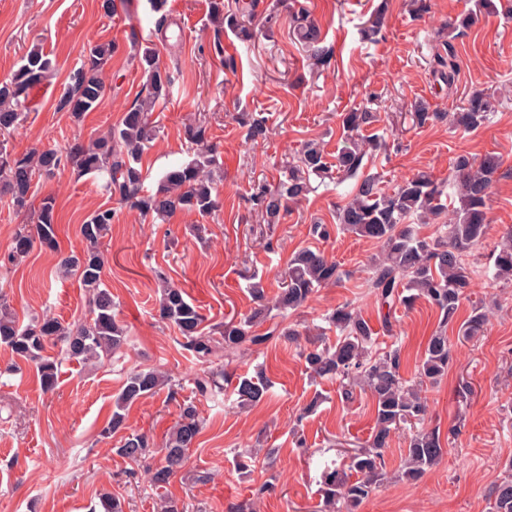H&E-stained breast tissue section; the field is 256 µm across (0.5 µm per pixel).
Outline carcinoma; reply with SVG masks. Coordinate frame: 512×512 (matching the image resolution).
Wrapping results in <instances>:
<instances>
[{"instance_id":"obj_1","label":"carcinoma","mask_w":512,"mask_h":512,"mask_svg":"<svg viewBox=\"0 0 512 512\" xmlns=\"http://www.w3.org/2000/svg\"><path fill=\"white\" fill-rule=\"evenodd\" d=\"M254 12L251 0L224 14V3H211V18L224 28L251 37L246 19ZM294 33L309 57L327 61L321 46L319 29L310 21L293 18ZM386 26L381 11H376L364 23L366 35L375 37ZM112 43L89 46L83 62L70 75V83L60 97L57 109L79 118L92 112L105 95L101 71L112 58ZM158 49L146 45L139 50V63L146 75V95L137 99L118 124L91 141L76 144L66 154L43 150L13 157L0 152V194L10 196L19 211L29 208L35 187L42 178L52 177L69 164L78 175H104L105 187L120 200L131 204L144 216L165 220L176 213L211 214L218 207L212 168L216 165L215 147L208 143L206 127L188 126L186 133L195 145L194 158L167 169L158 180L156 189L144 188L146 176L140 159L154 139L151 115L157 104L165 99L173 85L170 71L160 66ZM436 72L441 79L453 84L456 75L453 49L447 55L435 57ZM54 68L52 60L38 48L31 49L24 63L6 81L0 82V135L10 134L25 118L21 112L22 98L40 83ZM494 99L482 90L473 91L466 104L453 113L451 123L463 130H475L485 123L494 111ZM368 107L354 108L343 114L342 146L335 162L327 161L323 147L314 140L302 143L296 159L288 166V178L278 186L266 184L252 194L258 223L269 227L281 223L291 203L310 191V176L330 177L331 170L343 178L358 175L369 157L366 146L371 139L359 136L360 129L372 121ZM440 118L430 111L423 100L414 104V119L423 126ZM500 168L499 159L487 155L477 159L469 154L457 155L452 163L448 189L431 175L419 173L392 190L379 187V180L366 176L356 184L353 197L336 211V224L346 232L372 240L382 247L381 256L373 263L369 287L381 307L393 311L396 306H410L424 298L435 306L442 322L448 325L457 318L462 300L472 287L471 272L465 257L485 236L487 229L486 201ZM448 195L449 204L441 203ZM453 205V222L434 238L418 234L411 218L430 224L440 218L448 205ZM116 218V211L101 206L91 212L79 233L86 243L83 252L64 257L60 268L78 278L85 289L91 317L63 322L43 316L22 325L16 319L7 298L0 294V345L11 350L17 359L33 363L46 391L57 384L59 361L47 354V347L64 344L68 359L79 363H103L121 352L128 340L126 327L114 313L112 294L105 287L102 274L104 254L102 244ZM55 198L43 197L36 222L22 227L13 236L8 260L19 262L35 245L54 250L57 247ZM495 276L512 277V236L506 238L494 256ZM159 288L158 313L162 321L174 326L184 339L185 349L202 364H212L218 353L230 361L253 353L278 339L299 340L302 332L278 320L307 304L320 288L339 281L336 262L315 248L305 247L293 253L273 299H268L263 275L249 276L248 291L253 307L240 319L220 325H205L199 307L189 301L186 292L175 286L161 268L154 271ZM328 321L339 336L336 342L321 347L309 339L301 356L306 368L316 377L342 381L340 400L348 403L359 389L368 393L373 402L374 428L367 444L349 457V465L340 464L326 470L319 489L325 507L332 512H356L377 491L385 480V451L390 437L401 424H421L428 414V402L423 395L424 385L435 384L447 373L452 361V349L446 331L439 329L429 336L419 369V380L408 382L401 372V354L391 349L372 354V330L368 322L348 305L339 306ZM486 321L479 306H474L461 328L464 335L478 334ZM266 326L264 332L259 327ZM221 373L205 369L191 379L193 393L207 397L221 389ZM173 387V380L154 368L137 369L129 373L114 399L112 413L99 435L115 438L117 455L134 463L149 455H160L159 463L151 470L152 483L163 487L186 466L187 452L201 432L202 420L196 403L186 400L179 405V416L162 447L153 450L154 443L145 433L130 432L126 424L127 410L141 399L156 394L164 387ZM271 382L263 375L235 377L233 394L242 407L263 402ZM445 453L441 436L432 429L421 428L410 438L406 449L402 478L408 482L420 479L427 470L439 464ZM492 512H512V478L496 484L492 490Z\"/></svg>"}]
</instances>
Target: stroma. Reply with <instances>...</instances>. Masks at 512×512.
Returning <instances> with one entry per match:
<instances>
[{
  "instance_id": "1",
  "label": "stroma",
  "mask_w": 512,
  "mask_h": 512,
  "mask_svg": "<svg viewBox=\"0 0 512 512\" xmlns=\"http://www.w3.org/2000/svg\"><path fill=\"white\" fill-rule=\"evenodd\" d=\"M254 2L253 37L244 42L228 30L215 33L208 21L210 0H166L170 26L163 35L149 0H114L109 15L102 0H0V81L35 47L56 65L51 76L30 88L26 118L10 135L8 152H64L117 124L146 83L138 52L152 43L176 80L153 114L157 136L143 157L146 186L155 188L171 165L192 160L185 124L201 114L207 137L217 146L220 200L197 235L190 229L192 216L178 213L163 221L142 216L109 197L103 177L77 175L68 165L38 190L56 200L58 250L37 247L15 264L8 259L9 243L32 215L16 212L0 195V293L24 324L45 315L66 322L86 317L83 289L57 266L83 250L79 227L89 213L102 205L116 209L104 240L103 280L129 333L127 349L110 362L82 366L63 360L58 385L48 393L31 367L13 371L15 356L0 346V512H89L104 492L119 496L125 512H158L164 495L178 500L184 512H231L247 502L257 512H320L321 473L337 460V443L368 439L372 405L365 393L341 403L339 380L310 379L296 343L280 339L231 364L237 374L264 371L272 381L267 399L239 407L226 383L214 397L199 401L203 429L186 467L166 488L153 486L143 465L115 454L114 440L101 438L99 431L133 369L154 367L183 383L177 393L162 389L127 413L129 428L147 433L155 444H162L180 404L192 396L186 381L200 366L182 348L178 331L158 320L153 268H164L210 324L249 311L248 271L262 272L267 293L275 294L288 258L311 245L310 224L333 223L355 182L312 178L308 196L292 205L266 242L252 232L251 195L258 185L283 179L303 141H322L328 155H335L342 114L363 105L376 119L361 135L383 138L366 171L379 177L384 189L422 171L447 181L452 158L462 152L497 155L502 166L487 200V234L466 257L474 284L461 313L483 307L484 328L469 337L458 325L448 326L454 360L440 383L425 390L430 413L424 425L439 429L448 452L419 482L403 481L399 474L413 430L404 426L393 432L386 479L359 512H491L490 490L512 461V281L496 279L493 267L494 251L512 231V0H493L494 9L453 40L445 24L474 9L475 0H430L421 15L413 13L411 0ZM380 9L387 17L383 38L362 40V24ZM297 11L319 25L331 53L328 64L314 63L294 40L291 15ZM107 41L118 50L103 74L101 105L78 119L57 111L83 48ZM449 45L458 64L450 87L434 72L435 56ZM476 89L494 95L495 111L476 131L454 129L449 113ZM419 100L445 113V120L413 125L409 112ZM244 112L265 119L266 137L247 139L239 120ZM321 248L338 264L341 279L319 289L290 321L315 328L336 306L351 304L375 329L374 349H399L403 375L414 379L438 312L422 299L397 307L394 333L381 332V308L367 286L379 244L338 231ZM316 396L321 399L316 412L304 414ZM259 440L277 449L275 460H257L248 474L236 472L235 453ZM203 470L210 478L197 482L194 475Z\"/></svg>"
}]
</instances>
